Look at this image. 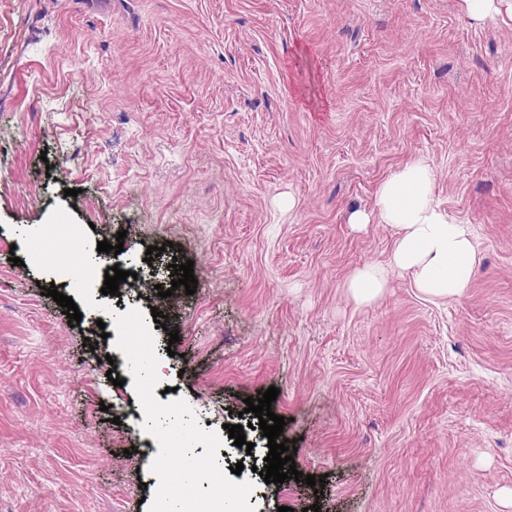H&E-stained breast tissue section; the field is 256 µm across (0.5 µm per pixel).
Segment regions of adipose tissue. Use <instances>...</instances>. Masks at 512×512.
<instances>
[{
  "instance_id": "1",
  "label": "adipose tissue",
  "mask_w": 512,
  "mask_h": 512,
  "mask_svg": "<svg viewBox=\"0 0 512 512\" xmlns=\"http://www.w3.org/2000/svg\"><path fill=\"white\" fill-rule=\"evenodd\" d=\"M433 188L432 167L411 162L379 186L374 216L398 231L393 266L412 272L430 297H456L468 288L476 263L473 234L436 203Z\"/></svg>"
}]
</instances>
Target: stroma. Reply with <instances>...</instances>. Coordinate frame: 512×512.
<instances>
[{"mask_svg": "<svg viewBox=\"0 0 512 512\" xmlns=\"http://www.w3.org/2000/svg\"><path fill=\"white\" fill-rule=\"evenodd\" d=\"M496 7L0 0V512H148L129 307L165 314L161 379L241 479L269 452L244 401L279 388L296 468L326 484L253 489L255 512H512V0ZM416 160L472 227L470 285L436 299L390 270L356 302L350 277L388 267L398 233L350 218ZM59 207L91 244L127 233L96 259L136 274L111 314L72 323L41 293L57 276L22 234ZM189 260L191 295L171 287Z\"/></svg>", "mask_w": 512, "mask_h": 512, "instance_id": "35a3bbf8", "label": "stroma"}]
</instances>
